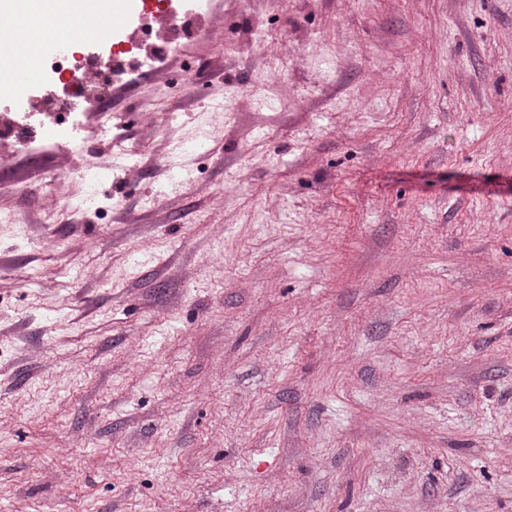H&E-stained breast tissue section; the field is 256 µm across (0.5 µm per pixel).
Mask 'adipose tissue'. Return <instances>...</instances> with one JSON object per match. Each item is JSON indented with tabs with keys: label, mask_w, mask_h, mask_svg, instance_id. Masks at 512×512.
<instances>
[{
	"label": "adipose tissue",
	"mask_w": 512,
	"mask_h": 512,
	"mask_svg": "<svg viewBox=\"0 0 512 512\" xmlns=\"http://www.w3.org/2000/svg\"><path fill=\"white\" fill-rule=\"evenodd\" d=\"M93 8L95 14L107 18L112 14V0H23L10 13L0 15V55L24 63L39 53L46 37L69 40L74 29L83 27V13ZM68 17V26H60L61 17Z\"/></svg>",
	"instance_id": "adipose-tissue-1"
}]
</instances>
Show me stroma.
<instances>
[{
    "mask_svg": "<svg viewBox=\"0 0 512 512\" xmlns=\"http://www.w3.org/2000/svg\"><path fill=\"white\" fill-rule=\"evenodd\" d=\"M211 8L0 162V512H512V0Z\"/></svg>",
    "mask_w": 512,
    "mask_h": 512,
    "instance_id": "35a3bbf8",
    "label": "stroma"
}]
</instances>
